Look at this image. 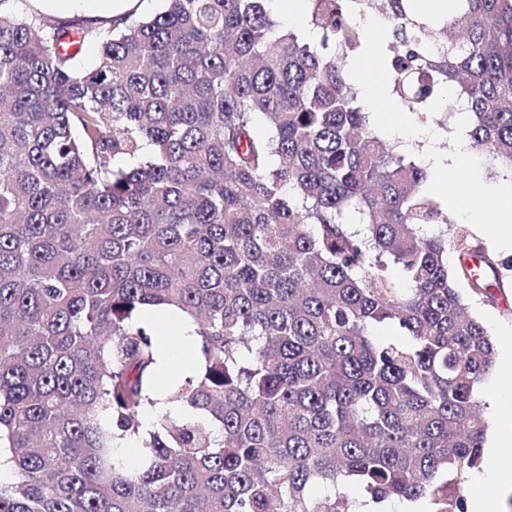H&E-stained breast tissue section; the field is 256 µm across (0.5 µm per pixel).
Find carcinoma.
I'll return each mask as SVG.
<instances>
[{"instance_id": "obj_1", "label": "carcinoma", "mask_w": 512, "mask_h": 512, "mask_svg": "<svg viewBox=\"0 0 512 512\" xmlns=\"http://www.w3.org/2000/svg\"><path fill=\"white\" fill-rule=\"evenodd\" d=\"M165 2L121 28L0 13V512H354L344 479L468 512L495 351L466 295L495 302L512 258L448 236L344 66L383 43L384 106L448 92L512 176V0H382L373 32V0H308L313 42L269 0ZM161 305L202 356L164 386ZM160 396L192 413L146 431Z\"/></svg>"}]
</instances>
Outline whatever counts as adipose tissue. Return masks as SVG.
I'll return each instance as SVG.
<instances>
[{"instance_id": "1", "label": "adipose tissue", "mask_w": 512, "mask_h": 512, "mask_svg": "<svg viewBox=\"0 0 512 512\" xmlns=\"http://www.w3.org/2000/svg\"><path fill=\"white\" fill-rule=\"evenodd\" d=\"M46 12L59 15L79 9L89 19L107 18L119 23L129 14L138 11L139 0H37ZM406 141L419 142L424 161L431 164L437 179L434 187L447 200L449 209L459 218L479 224H494L501 236L512 239V187L490 189L489 195L496 201L489 207L475 202L459 189L448 187L450 174L474 167L473 155L465 134L452 138L447 158L437 156L431 144L436 135L427 127H412L408 119H397L390 125ZM150 317L161 320L166 334L159 339L161 380L198 370L200 359L189 350L190 339L184 317L174 309H153ZM485 399L490 411L496 415L498 426L484 454L490 462L487 472L480 475V483L488 484V491L472 494L468 499L469 512H503V499L497 490L500 482L512 479V415L505 413V406L512 404V385L504 389L494 388L486 392Z\"/></svg>"}]
</instances>
